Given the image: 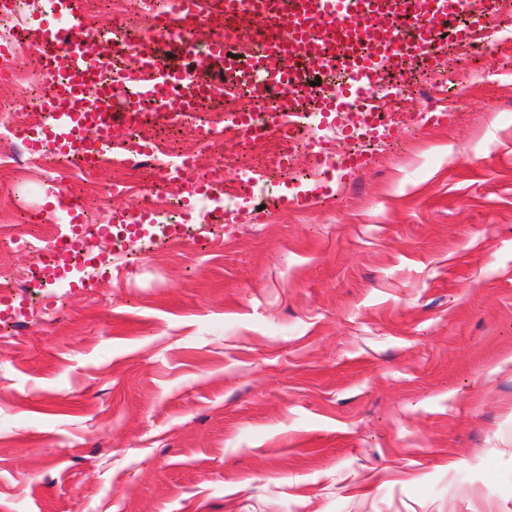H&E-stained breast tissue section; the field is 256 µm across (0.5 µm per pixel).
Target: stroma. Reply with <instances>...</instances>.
<instances>
[{
	"mask_svg": "<svg viewBox=\"0 0 512 512\" xmlns=\"http://www.w3.org/2000/svg\"><path fill=\"white\" fill-rule=\"evenodd\" d=\"M89 27L147 32L135 0H84ZM441 78L383 98L402 123L333 195L268 207L265 167L233 223L199 203L191 238L132 239L84 290L28 285L21 223L31 195L81 197L98 221L184 180L149 165L84 171L45 158L0 165V261L16 316L0 331V512H512V26L470 50L445 43ZM0 140L41 122L30 51L8 55ZM467 71L445 125L424 121ZM219 133L193 124L146 135L205 172L239 145L217 91ZM126 184L127 194L111 191ZM267 206L263 223L253 205Z\"/></svg>",
	"mask_w": 512,
	"mask_h": 512,
	"instance_id": "1",
	"label": "stroma"
}]
</instances>
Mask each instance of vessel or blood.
I'll return each mask as SVG.
<instances>
[{"label": "vessel or blood", "mask_w": 512, "mask_h": 512, "mask_svg": "<svg viewBox=\"0 0 512 512\" xmlns=\"http://www.w3.org/2000/svg\"><path fill=\"white\" fill-rule=\"evenodd\" d=\"M178 7H161L154 17V30L137 36L131 53L133 60L116 75L103 74L94 62L108 39L106 33L85 27L79 0H52V11L67 17L59 27L43 18H34L22 30L24 45L36 59L41 81L47 89L43 105L51 114L49 124L24 132L29 152L43 156L45 144H52L58 160H77L80 168L91 171L111 158L131 164L153 154L155 144L148 139L129 140L133 128L151 127L157 115L175 122L194 123L204 137L214 133L203 106L215 97L213 74L232 76L246 70L247 87L253 100L275 95L277 115L270 124L260 123L252 111L228 112L226 124L249 139L281 141L278 164L289 167L298 137L295 123L299 103L294 87L308 79L325 75L334 60L343 61L352 74L339 94L319 99L324 118H336L339 134L350 139L357 131L375 132V99L378 72L408 76L413 60L435 67V52L441 32H450L454 44L472 47L483 40L487 29L502 20L499 0H476L481 24L460 20L462 0H415V24L405 30L401 23L404 0H291L285 12L267 14L264 0H178ZM283 30L260 53L242 55L240 41L250 38L251 22ZM206 43L203 55L191 57L187 67L169 64V52L177 51L186 34ZM338 165H331V158ZM367 152L336 154L335 145L321 142L316 156L320 168L337 167L351 174L366 167ZM164 179L190 181L191 196L210 197L223 186V172L212 170L196 176L190 157L178 158L160 171ZM327 180L316 178L305 194L281 197V206L302 205L329 198ZM65 211V230L49 253V267H35L33 282L45 274L66 278L76 255L87 246L88 234L108 238L107 224H86L83 207L74 196L63 206L46 203L33 211V219ZM120 223L134 229L151 223L163 226L167 236L176 237L180 227L165 223L160 212L141 203L124 212Z\"/></svg>", "instance_id": "vessel-or-blood-1"}]
</instances>
